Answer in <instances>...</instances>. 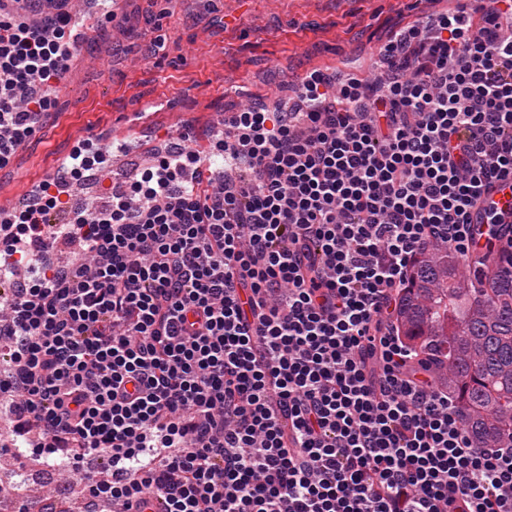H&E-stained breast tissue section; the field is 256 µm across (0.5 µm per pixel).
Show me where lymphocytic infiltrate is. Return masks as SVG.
<instances>
[{"label": "lymphocytic infiltrate", "mask_w": 512, "mask_h": 512, "mask_svg": "<svg viewBox=\"0 0 512 512\" xmlns=\"http://www.w3.org/2000/svg\"><path fill=\"white\" fill-rule=\"evenodd\" d=\"M69 0L35 24L0 0V169L48 117ZM512 0H456L381 49L383 71L305 75L301 107L240 110L222 164L163 157L92 213L47 225L106 158L73 151L0 226L7 251L66 237L88 262L29 278L11 337L27 456L106 457L88 505L131 512H512V443L477 447L394 324L432 245L468 257L472 214L512 177Z\"/></svg>", "instance_id": "obj_1"}]
</instances>
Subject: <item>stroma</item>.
<instances>
[{"label": "stroma", "mask_w": 512, "mask_h": 512, "mask_svg": "<svg viewBox=\"0 0 512 512\" xmlns=\"http://www.w3.org/2000/svg\"><path fill=\"white\" fill-rule=\"evenodd\" d=\"M440 8L439 0H125L119 24L86 16L90 39L65 75L68 95L0 182V201L53 174L79 140L126 134L128 112L149 100L170 105L153 134L178 140L185 114L197 149L208 151L217 115L287 94L289 80L309 70L375 69L391 30Z\"/></svg>", "instance_id": "35a3bbf8"}]
</instances>
